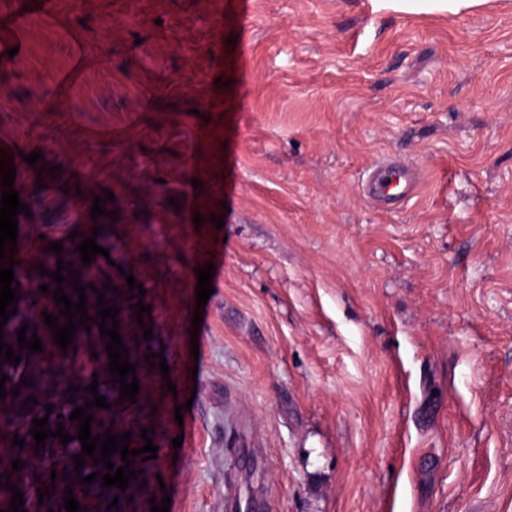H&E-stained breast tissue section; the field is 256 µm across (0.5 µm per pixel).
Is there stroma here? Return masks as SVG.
Masks as SVG:
<instances>
[{"mask_svg":"<svg viewBox=\"0 0 512 512\" xmlns=\"http://www.w3.org/2000/svg\"><path fill=\"white\" fill-rule=\"evenodd\" d=\"M197 128L214 171L198 188ZM1 145L42 157L16 186L29 327L50 336L59 311L50 243L107 250L80 283L115 286L140 384L112 431L138 449L151 429L158 448L107 489L118 512L166 495L169 512H512V0H53L0 67ZM385 156L422 179L383 209L360 183ZM191 194L207 202L196 253ZM45 358L56 388L112 381L89 349ZM394 5L405 12L449 11L457 13L464 8L481 3L482 0H378Z\"/></svg>","mask_w":512,"mask_h":512,"instance_id":"1","label":"stroma"}]
</instances>
